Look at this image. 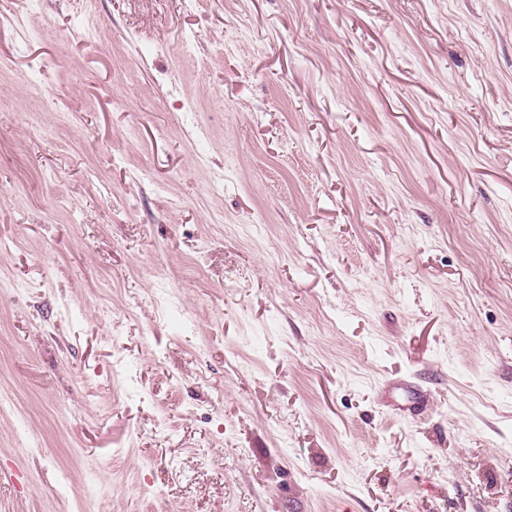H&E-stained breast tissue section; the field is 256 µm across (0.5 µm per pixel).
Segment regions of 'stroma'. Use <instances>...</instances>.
Instances as JSON below:
<instances>
[{
	"mask_svg": "<svg viewBox=\"0 0 512 512\" xmlns=\"http://www.w3.org/2000/svg\"><path fill=\"white\" fill-rule=\"evenodd\" d=\"M1 278L0 512H512V0H0Z\"/></svg>",
	"mask_w": 512,
	"mask_h": 512,
	"instance_id": "obj_1",
	"label": "stroma"
}]
</instances>
